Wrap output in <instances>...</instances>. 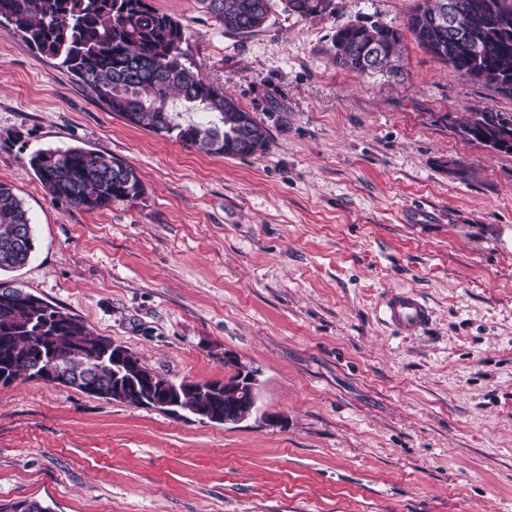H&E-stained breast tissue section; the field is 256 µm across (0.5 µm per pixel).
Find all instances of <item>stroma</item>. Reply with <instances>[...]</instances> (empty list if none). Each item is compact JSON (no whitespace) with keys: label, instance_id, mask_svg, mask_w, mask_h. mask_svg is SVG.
<instances>
[{"label":"stroma","instance_id":"stroma-1","mask_svg":"<svg viewBox=\"0 0 512 512\" xmlns=\"http://www.w3.org/2000/svg\"><path fill=\"white\" fill-rule=\"evenodd\" d=\"M283 11L248 36L154 0L193 69L262 120L270 149L212 156L131 127L0 23V182L36 249L21 288L179 382L258 373L260 414L175 419L37 380L0 387V506L50 512H512V154L464 140L512 113L405 26L417 0ZM403 29L402 75L337 68L338 25ZM80 146L132 164L136 204L53 199L29 165ZM411 290L429 326L383 321ZM509 127L506 130V127ZM460 136L464 139L485 145L483 139L493 140L496 144V151L512 154V114L484 110L474 112L466 122L458 127ZM507 132L510 140L507 142L499 139L498 136Z\"/></svg>","mask_w":512,"mask_h":512}]
</instances>
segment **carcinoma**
Returning a JSON list of instances; mask_svg holds the SVG:
<instances>
[{
  "mask_svg": "<svg viewBox=\"0 0 512 512\" xmlns=\"http://www.w3.org/2000/svg\"><path fill=\"white\" fill-rule=\"evenodd\" d=\"M224 32L246 36L259 31L280 8L302 18L333 12V0H196ZM481 0H424L414 9L407 29L418 44L465 76L484 73V81L512 97V0H495L497 10ZM453 4L464 34L454 41L437 15ZM15 26L33 49L59 61L96 98L129 124L164 133L187 148L244 158L269 148L267 127L224 91L186 64L182 44L186 32L173 16L159 11L153 0H0V22ZM381 50L375 72L401 75L403 32L386 22L361 27L340 25L330 53L336 67L366 72L365 50ZM177 100L185 110L205 112V122H180L169 109ZM464 139L493 141L499 152L512 154V114L474 112L458 127ZM29 164L45 191L72 206L95 211L116 201L135 204L145 189L136 169L105 152L82 147L38 150ZM28 211L12 188L0 183V272L24 266L34 248ZM0 292V373L33 379L41 356L53 354L74 375L94 373L112 400V354L109 339L90 331L79 318L49 304L28 303L32 293L16 286ZM203 395L181 393L183 411L194 414ZM0 512H49L36 501L20 500Z\"/></svg>",
  "mask_w": 512,
  "mask_h": 512,
  "instance_id": "cac0c4a2",
  "label": "carcinoma"
}]
</instances>
